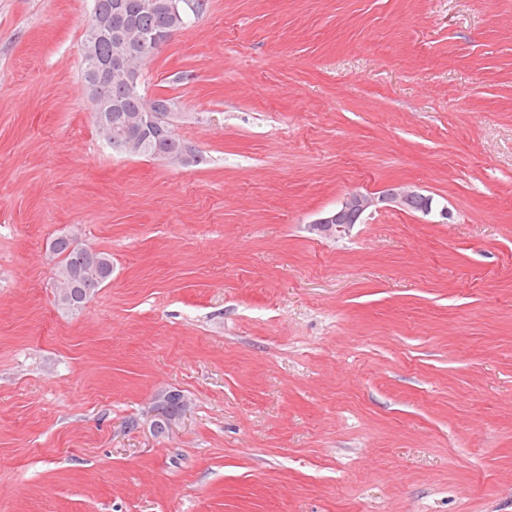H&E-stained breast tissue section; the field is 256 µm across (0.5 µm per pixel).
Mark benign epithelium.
Masks as SVG:
<instances>
[{"label": "benign epithelium", "instance_id": "obj_1", "mask_svg": "<svg viewBox=\"0 0 512 512\" xmlns=\"http://www.w3.org/2000/svg\"><path fill=\"white\" fill-rule=\"evenodd\" d=\"M126 57L117 56L113 63L104 67H95L89 72L87 90L93 105L102 108L100 81L112 72V68H123ZM381 203L394 204L404 210H413L423 214L432 212V199L419 191L404 186H386L379 195L372 196L361 192L346 195L335 208L321 213L310 224L313 232L319 235H335L363 220L366 213ZM188 407L187 400L177 391H163L157 394L147 412L150 427L156 433L169 431L179 421Z\"/></svg>", "mask_w": 512, "mask_h": 512}]
</instances>
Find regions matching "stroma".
<instances>
[{"label":"stroma","instance_id":"stroma-1","mask_svg":"<svg viewBox=\"0 0 512 512\" xmlns=\"http://www.w3.org/2000/svg\"><path fill=\"white\" fill-rule=\"evenodd\" d=\"M90 9L0 0V512H512V0H208L145 66L184 167L99 135ZM381 203L395 204L404 210L423 214L432 212V199L419 191L404 186H386L378 196L361 192L346 195L334 209L321 213L310 224L319 235H335L344 232L352 224L361 223L366 213ZM50 249L57 260L56 283L60 288L58 301L67 307L61 292L69 291L79 296L90 291L97 292L112 279V256L107 252L88 250L74 245L67 236L54 238ZM52 241V242H53ZM95 259V262L92 261ZM170 403H175L178 407H180V412L173 415H166L162 413L159 407L161 405H168ZM187 407V400L178 391L170 390L158 393L147 412V418L150 421V427L155 433L168 432L172 426L183 417Z\"/></svg>","mask_w":512,"mask_h":512}]
</instances>
